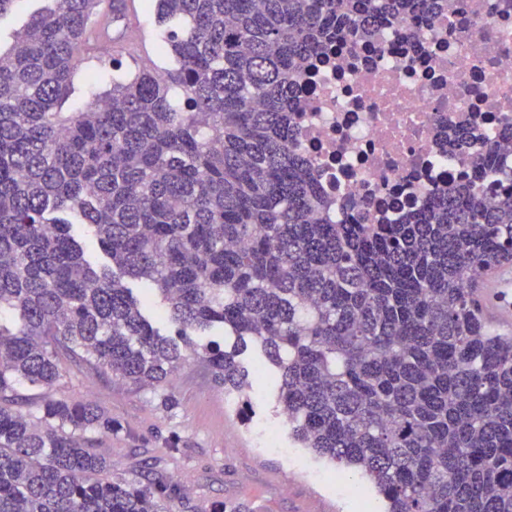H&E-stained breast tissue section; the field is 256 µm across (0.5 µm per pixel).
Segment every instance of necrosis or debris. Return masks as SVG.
<instances>
[{"label":"necrosis or debris","mask_w":512,"mask_h":512,"mask_svg":"<svg viewBox=\"0 0 512 512\" xmlns=\"http://www.w3.org/2000/svg\"><path fill=\"white\" fill-rule=\"evenodd\" d=\"M297 143L338 222H397L433 189L481 181L480 143L512 130V0H438L337 38L297 85Z\"/></svg>","instance_id":"1"}]
</instances>
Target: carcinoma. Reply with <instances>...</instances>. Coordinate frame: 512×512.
Listing matches in <instances>:
<instances>
[{"label": "carcinoma", "instance_id": "cac0c4a2", "mask_svg": "<svg viewBox=\"0 0 512 512\" xmlns=\"http://www.w3.org/2000/svg\"><path fill=\"white\" fill-rule=\"evenodd\" d=\"M43 0L0 51V512H171L159 475L106 480L92 401L20 387L103 369L169 409L191 361L242 397L260 346L288 436L354 469L384 512H512V333L475 288L512 265V191L438 190L393 224H339L291 114L306 61L434 0H144L174 66L110 58L109 90L61 108L102 2ZM486 182L512 181L492 163ZM85 225L112 266L86 257ZM161 295L168 336L146 314ZM223 335L187 352L186 336Z\"/></svg>", "mask_w": 512, "mask_h": 512}]
</instances>
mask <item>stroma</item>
<instances>
[{"label":"stroma","mask_w":512,"mask_h":512,"mask_svg":"<svg viewBox=\"0 0 512 512\" xmlns=\"http://www.w3.org/2000/svg\"><path fill=\"white\" fill-rule=\"evenodd\" d=\"M132 8L138 66L164 67L155 53L154 13L144 10L142 0H133ZM74 85L64 106L68 112L111 87V64L82 61ZM260 357L254 347L242 357L252 380L253 414L246 425L237 416V397L225 394L196 363L174 376L176 406L170 411L149 392L69 362L52 395L90 400L104 409L116 430L95 436L94 444L109 458L112 475L133 478L144 463H153L178 486L174 512H216L223 504L242 506L244 512H383L357 473L339 470L289 438L276 382Z\"/></svg>","instance_id":"35a3bbf8"}]
</instances>
